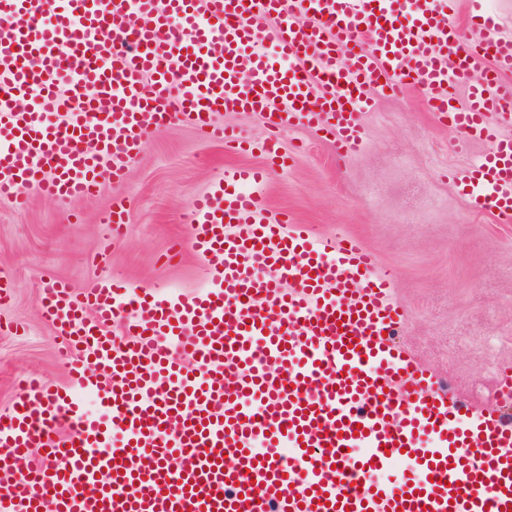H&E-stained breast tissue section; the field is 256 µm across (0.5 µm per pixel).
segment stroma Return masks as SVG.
Segmentation results:
<instances>
[{
  "instance_id": "obj_1",
  "label": "stroma",
  "mask_w": 512,
  "mask_h": 512,
  "mask_svg": "<svg viewBox=\"0 0 512 512\" xmlns=\"http://www.w3.org/2000/svg\"><path fill=\"white\" fill-rule=\"evenodd\" d=\"M216 120L248 141L277 134L290 160L263 188L267 206L323 235L361 237L397 273L395 295L408 318L396 343L421 369L449 380L473 409L497 411L494 374L512 368V224L473 211L447 178L449 170H466L486 144L455 151V132L411 90L363 113L368 141L344 160L308 128L274 132L248 112H221ZM262 162L259 153L228 150L176 121L151 131L122 187L107 184L74 201L33 194L21 208L0 202V276L12 288L0 305L7 326L0 332V411L29 378L67 381L38 306L45 281L59 277L84 289L118 274L140 292L202 290L186 209L225 169ZM118 197L128 212L124 236L104 252L100 244L112 231L102 215Z\"/></svg>"
}]
</instances>
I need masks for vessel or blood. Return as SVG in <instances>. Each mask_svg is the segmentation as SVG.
Wrapping results in <instances>:
<instances>
[{
  "label": "vessel or blood",
  "mask_w": 512,
  "mask_h": 512,
  "mask_svg": "<svg viewBox=\"0 0 512 512\" xmlns=\"http://www.w3.org/2000/svg\"><path fill=\"white\" fill-rule=\"evenodd\" d=\"M471 3L465 33L457 0H0V200L121 184L150 117L230 145L215 114L251 112L341 159L409 86L455 150L487 144L448 177L512 224V20ZM253 148L266 166L189 205L204 290L44 283L70 381L30 379L0 412V512H512V423L393 343V271L267 208L288 156Z\"/></svg>",
  "instance_id": "obj_1"
}]
</instances>
